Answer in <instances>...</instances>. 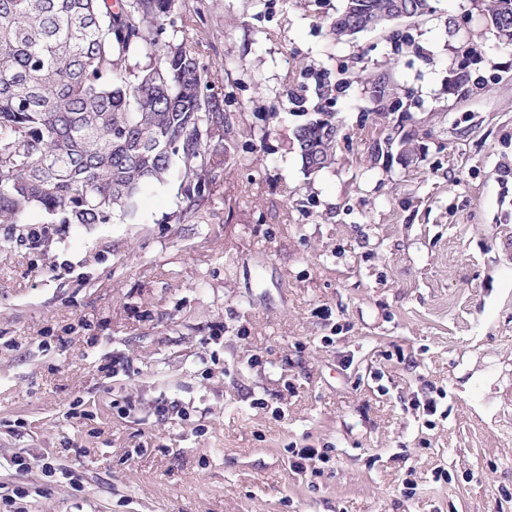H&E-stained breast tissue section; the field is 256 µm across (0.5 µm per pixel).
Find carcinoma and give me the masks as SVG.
Segmentation results:
<instances>
[{"mask_svg": "<svg viewBox=\"0 0 512 512\" xmlns=\"http://www.w3.org/2000/svg\"><path fill=\"white\" fill-rule=\"evenodd\" d=\"M378 16L392 0H346L330 25L352 37V6ZM175 0H0V223L15 240L39 211L51 224L136 218L140 195L180 180L178 224H199L217 163L212 142L238 131L195 52L166 33ZM512 42V0H486ZM150 59L132 76L131 61ZM334 113L300 126L304 168L335 160Z\"/></svg>", "mask_w": 512, "mask_h": 512, "instance_id": "cac0c4a2", "label": "carcinoma"}]
</instances>
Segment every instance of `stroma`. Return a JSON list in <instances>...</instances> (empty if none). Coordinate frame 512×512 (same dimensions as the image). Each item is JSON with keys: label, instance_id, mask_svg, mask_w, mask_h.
<instances>
[{"label": "stroma", "instance_id": "1", "mask_svg": "<svg viewBox=\"0 0 512 512\" xmlns=\"http://www.w3.org/2000/svg\"><path fill=\"white\" fill-rule=\"evenodd\" d=\"M428 4L339 43L344 0H177L239 134L202 223L175 222L173 180L138 223L0 243V496L512 512V45L485 0ZM319 105L336 161L309 174L294 132ZM293 448L330 461L295 475Z\"/></svg>", "mask_w": 512, "mask_h": 512}]
</instances>
